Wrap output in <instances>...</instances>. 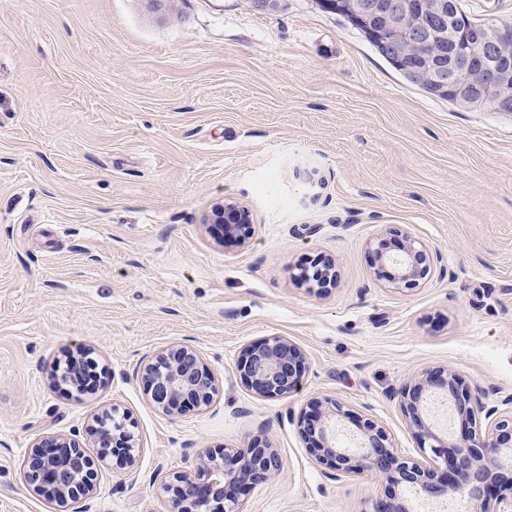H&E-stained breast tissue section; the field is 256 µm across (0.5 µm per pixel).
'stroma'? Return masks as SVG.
I'll use <instances>...</instances> for the list:
<instances>
[{"mask_svg": "<svg viewBox=\"0 0 512 512\" xmlns=\"http://www.w3.org/2000/svg\"><path fill=\"white\" fill-rule=\"evenodd\" d=\"M227 198L253 211L246 243L203 222ZM391 226L433 253L417 287L375 274ZM319 261L336 271L322 290L296 278ZM273 336L308 370L265 399L236 361ZM181 344L217 387L169 416L137 370ZM82 353L98 380L78 394L55 368ZM446 369L507 411L512 117L427 94L316 0H0V512H57L22 470L56 434L97 462L67 512H167L156 471L256 438L283 469L244 512H373L390 486L324 473L299 433L308 401L341 403L342 443L371 421L418 459L396 392ZM112 408L135 463L92 445Z\"/></svg>", "mask_w": 512, "mask_h": 512, "instance_id": "35a3bbf8", "label": "stroma"}]
</instances>
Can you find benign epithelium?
Instances as JSON below:
<instances>
[{
	"label": "benign epithelium",
	"mask_w": 512,
	"mask_h": 512,
	"mask_svg": "<svg viewBox=\"0 0 512 512\" xmlns=\"http://www.w3.org/2000/svg\"><path fill=\"white\" fill-rule=\"evenodd\" d=\"M336 8L355 24L384 36V54L416 83L462 107L487 106L512 114V23L474 19L461 30L451 28L456 0H338ZM448 43L449 63L431 61L429 49ZM207 223L217 226L224 238H237L252 223L251 210L236 200L214 204ZM387 234L402 238L399 252L391 253L385 240L373 248L379 273L391 269L389 282L413 288L431 272L433 254L422 242L398 229ZM303 352L281 336L266 338L243 349L236 363L239 376L266 399L287 396L299 388L306 372ZM146 395L163 412L174 415L184 404L207 403L216 389V378L197 352L175 345L157 354L138 369ZM438 388L436 399L451 404L452 418L464 434L455 442L444 439L435 421L424 414L425 388ZM401 405L413 419L421 449L420 459L402 460L391 448L385 431L373 423L362 427L356 447L337 440L336 416L342 406L332 400L312 401L313 414L300 421L302 438L314 449L317 462L336 478L369 473L391 485L402 486L405 495L422 500L455 497L465 512H506L496 508L503 488L501 471L512 469V416L501 418L497 409L482 400L478 388L465 384L456 374L428 373L418 383L399 392ZM118 410L93 416V438L105 457L122 449L135 461L138 447ZM480 419L487 421L477 429ZM94 462L74 435H57L34 444L25 456V482L39 496L60 505L93 494ZM282 471L277 449L256 443L243 453L218 457L200 454L196 468L175 473L162 483L169 512H242V490L266 484Z\"/></svg>",
	"instance_id": "benign-epithelium-1"
}]
</instances>
